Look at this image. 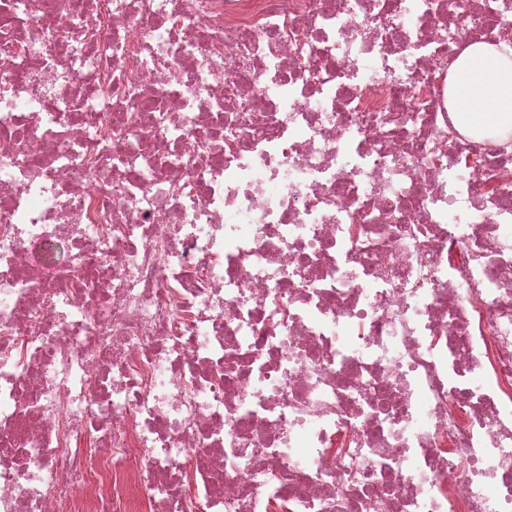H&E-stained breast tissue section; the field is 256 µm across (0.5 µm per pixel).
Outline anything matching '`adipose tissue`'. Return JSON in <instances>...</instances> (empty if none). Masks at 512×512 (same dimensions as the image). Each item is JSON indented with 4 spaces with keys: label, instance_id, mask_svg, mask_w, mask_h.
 I'll return each instance as SVG.
<instances>
[{
    "label": "adipose tissue",
    "instance_id": "obj_1",
    "mask_svg": "<svg viewBox=\"0 0 512 512\" xmlns=\"http://www.w3.org/2000/svg\"><path fill=\"white\" fill-rule=\"evenodd\" d=\"M449 94L457 112L475 126L512 127V50L469 47L457 64Z\"/></svg>",
    "mask_w": 512,
    "mask_h": 512
}]
</instances>
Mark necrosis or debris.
Returning <instances> with one entry per match:
<instances>
[{
  "mask_svg": "<svg viewBox=\"0 0 512 512\" xmlns=\"http://www.w3.org/2000/svg\"><path fill=\"white\" fill-rule=\"evenodd\" d=\"M512 0H0V512H512ZM457 69L449 87L456 112L475 126L512 128V49L489 44L471 46L459 59Z\"/></svg>",
  "mask_w": 512,
  "mask_h": 512,
  "instance_id": "necrosis-or-debris-1",
  "label": "necrosis or debris"
}]
</instances>
